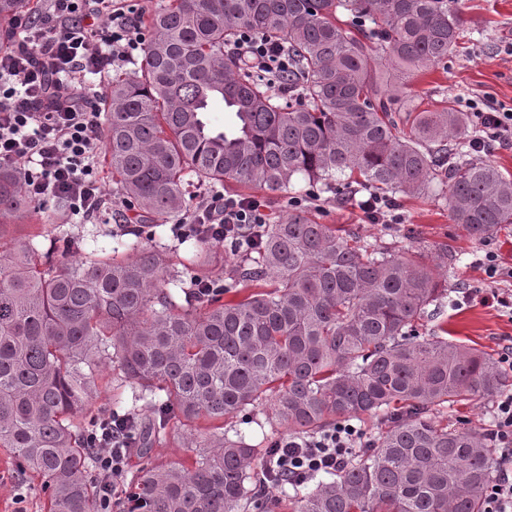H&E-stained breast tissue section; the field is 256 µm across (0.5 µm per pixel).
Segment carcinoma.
<instances>
[{
	"instance_id": "carcinoma-1",
	"label": "carcinoma",
	"mask_w": 512,
	"mask_h": 512,
	"mask_svg": "<svg viewBox=\"0 0 512 512\" xmlns=\"http://www.w3.org/2000/svg\"><path fill=\"white\" fill-rule=\"evenodd\" d=\"M38 0H0V24ZM136 72L112 78L104 147L117 194L132 203L120 243L77 260L43 249L20 220L22 174L0 162V447L40 480L47 512H102L85 446L101 369L135 402L127 501L139 512L268 510L262 488L291 487L298 512H483L489 434L444 415L509 383L497 359L420 322L452 302L451 275L322 224L308 209L250 224L224 241L239 262L211 291L180 295L182 275L156 228L191 211L186 184L232 180L276 199L297 177L337 195L445 200L475 243L512 224V174L469 150L474 128L448 100L418 109L409 81L443 65L471 32L459 0H160ZM284 48L281 90L233 51L241 29ZM221 100L227 133L206 113ZM199 269L218 247L198 241ZM261 408L270 428L318 435L377 420L335 477L279 480L277 443L258 450L232 419ZM176 416L194 465L157 464ZM214 423L199 433L189 425Z\"/></svg>"
}]
</instances>
